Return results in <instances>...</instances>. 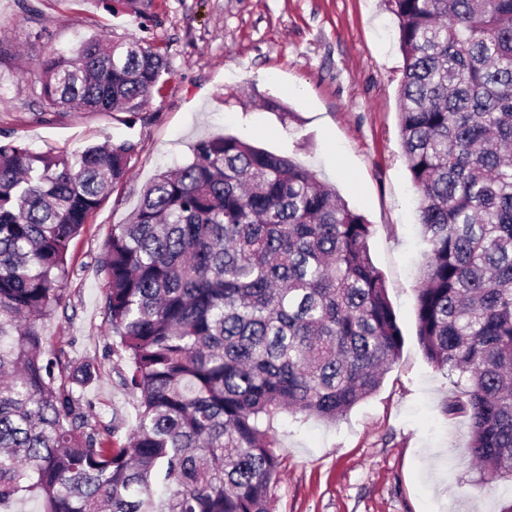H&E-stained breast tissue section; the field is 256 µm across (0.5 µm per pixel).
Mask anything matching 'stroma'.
Returning <instances> with one entry per match:
<instances>
[{"label":"stroma","mask_w":512,"mask_h":512,"mask_svg":"<svg viewBox=\"0 0 512 512\" xmlns=\"http://www.w3.org/2000/svg\"><path fill=\"white\" fill-rule=\"evenodd\" d=\"M145 10L142 23L104 0H0V140L56 154L118 139L136 145L128 180L70 244L66 308L41 323L51 348L101 363L87 390L97 419L108 425L134 411L112 367L94 260L156 174L188 162L198 140L232 135L294 158L371 224L370 255L404 338L377 391L340 422L279 417L270 512H503L512 482L479 487L468 422L443 413L461 391L417 338L420 226L398 135L403 56L388 0H147ZM99 34L158 47L165 84L137 112L45 110L27 67Z\"/></svg>","instance_id":"1"}]
</instances>
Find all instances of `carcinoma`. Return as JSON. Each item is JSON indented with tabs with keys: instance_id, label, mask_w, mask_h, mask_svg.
<instances>
[{
	"instance_id": "cac0c4a2",
	"label": "carcinoma",
	"mask_w": 512,
	"mask_h": 512,
	"mask_svg": "<svg viewBox=\"0 0 512 512\" xmlns=\"http://www.w3.org/2000/svg\"><path fill=\"white\" fill-rule=\"evenodd\" d=\"M404 58L399 136L419 200L417 336L464 382L480 485L512 481V0H390ZM32 74L49 109L137 112L157 48L95 35ZM136 145L69 156L0 141V512H269L280 414L334 423L374 393L403 337L372 225L289 156L221 135L158 174L98 266L135 420L80 390L98 363L48 350L66 254Z\"/></svg>"
}]
</instances>
